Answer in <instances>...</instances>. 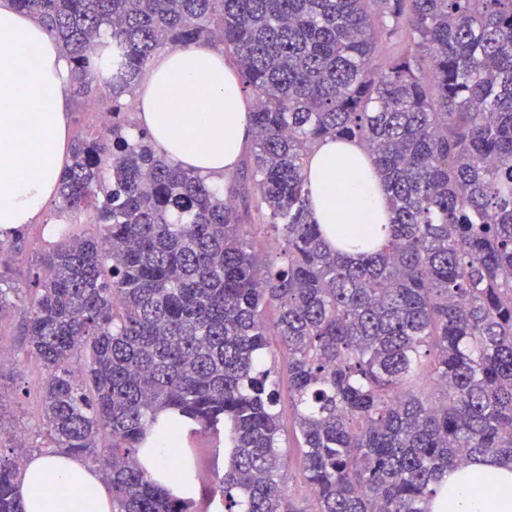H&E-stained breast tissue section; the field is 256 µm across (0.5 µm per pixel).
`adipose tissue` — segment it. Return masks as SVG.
Wrapping results in <instances>:
<instances>
[{
  "label": "adipose tissue",
  "mask_w": 512,
  "mask_h": 512,
  "mask_svg": "<svg viewBox=\"0 0 512 512\" xmlns=\"http://www.w3.org/2000/svg\"><path fill=\"white\" fill-rule=\"evenodd\" d=\"M69 66L55 39L14 0H0V238L35 223L55 198L70 143ZM198 98L178 111L164 103L181 87ZM137 123L167 158L221 182L238 164L250 135V105L223 49L196 44L157 55L137 96ZM316 221L328 243L359 237L365 225L392 214L381 180L355 142L327 139L307 165ZM492 478L490 495L473 492L469 475ZM23 512H112V497L78 459L41 454L24 467L16 487ZM431 512H512V462L481 456L449 471Z\"/></svg>",
  "instance_id": "obj_1"
}]
</instances>
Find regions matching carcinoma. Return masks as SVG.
Masks as SVG:
<instances>
[{
	"label": "carcinoma",
	"instance_id": "cac0c4a2",
	"mask_svg": "<svg viewBox=\"0 0 512 512\" xmlns=\"http://www.w3.org/2000/svg\"><path fill=\"white\" fill-rule=\"evenodd\" d=\"M15 2L76 97L110 91V126L71 144L23 335L46 447L97 463L112 512H202L139 461L151 432L227 448L224 512H430L449 470L512 459V0ZM380 31L402 43L385 67ZM199 43L255 95L225 193L127 132L154 54ZM327 137L367 149L394 213L355 258L311 211L306 159ZM88 210L98 233H70ZM25 245L19 229L0 250ZM16 276L0 261V317ZM271 334L312 511L284 485ZM25 462L0 457V512H23ZM169 479L199 483L185 456Z\"/></svg>",
	"mask_w": 512,
	"mask_h": 512
}]
</instances>
